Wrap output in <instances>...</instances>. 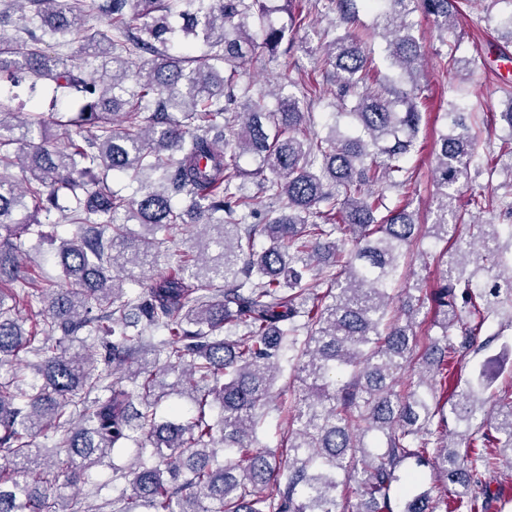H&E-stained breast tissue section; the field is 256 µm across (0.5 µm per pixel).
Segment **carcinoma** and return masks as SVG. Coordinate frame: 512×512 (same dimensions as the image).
<instances>
[{
  "label": "carcinoma",
  "mask_w": 512,
  "mask_h": 512,
  "mask_svg": "<svg viewBox=\"0 0 512 512\" xmlns=\"http://www.w3.org/2000/svg\"><path fill=\"white\" fill-rule=\"evenodd\" d=\"M15 2L28 23L0 37V80H48L76 109L50 120L0 98V369L21 351L38 358L31 380L0 382V512H92L70 490L130 445L152 448L151 461L112 465L130 487L112 512H394L390 491L407 460L445 485L436 499L406 497L402 512H486L484 476L498 469L488 449L512 464V391L480 419L489 399L476 384L452 383L450 364L496 340L485 324L512 306L503 246L512 224H474L468 240L459 226L486 211V198L448 212V190L468 179L480 147L464 113H446L437 140L435 221L416 223L406 205L381 214L384 191L410 184L418 153L425 54L406 19L420 9L446 32L457 0H365L393 75L377 83L356 34L328 41L326 60L364 135L334 126L324 138L304 110L328 94L323 84L303 81L300 98L278 86L270 110L267 94L240 83L247 61L292 51L311 0L276 9L270 0H189L178 27L170 0ZM276 11L288 23L273 21ZM87 17L103 28L84 29ZM79 32L112 63L109 80L45 50L46 38L68 45ZM231 124L232 149L211 135ZM245 155L250 171L238 163ZM16 165L23 187L8 173ZM148 172L158 182L131 197L108 185L111 174ZM249 181L258 192H247ZM43 213L82 228L58 245L63 288L32 277L15 250L27 234L55 242ZM188 223L205 232L177 271L152 274L157 232ZM421 238L444 243L438 276L405 286L394 314L389 290ZM128 283L139 291L129 294ZM34 298L41 326L27 332L20 308ZM421 314L441 330L422 351ZM232 329L242 331L236 340L222 336ZM89 339L125 379L97 372L92 350L71 351ZM286 355L304 394L281 458L259 429ZM171 373V392L190 384L195 413L158 414L166 394L156 388ZM450 414L466 427L463 445L448 442ZM44 431L55 438L50 461L34 444ZM343 482L360 497L353 511L338 493Z\"/></svg>",
  "instance_id": "carcinoma-1"
}]
</instances>
